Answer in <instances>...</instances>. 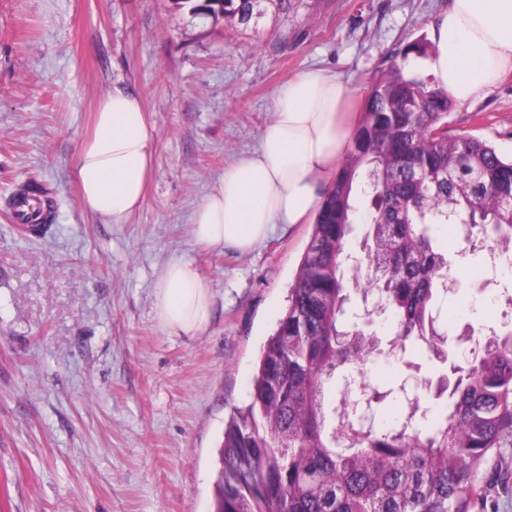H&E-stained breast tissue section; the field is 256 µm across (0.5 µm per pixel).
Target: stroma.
<instances>
[{"label":"stroma","mask_w":512,"mask_h":512,"mask_svg":"<svg viewBox=\"0 0 512 512\" xmlns=\"http://www.w3.org/2000/svg\"><path fill=\"white\" fill-rule=\"evenodd\" d=\"M448 0H323L255 29L192 16L178 0H0V512H212L218 447L256 358L288 306L312 231L277 226L251 250L212 248L190 215L225 166L253 149L273 99L320 68L357 95ZM122 81L156 130L154 173L128 224H100L72 167L100 96ZM450 135L512 156V73L452 104ZM52 199L45 234H21L9 200ZM211 284L214 316L194 339L164 333L153 288L169 261ZM486 289L445 296L449 334L496 326L512 262Z\"/></svg>","instance_id":"1"}]
</instances>
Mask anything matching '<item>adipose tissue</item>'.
<instances>
[{
    "instance_id": "adipose-tissue-1",
    "label": "adipose tissue",
    "mask_w": 512,
    "mask_h": 512,
    "mask_svg": "<svg viewBox=\"0 0 512 512\" xmlns=\"http://www.w3.org/2000/svg\"><path fill=\"white\" fill-rule=\"evenodd\" d=\"M426 67L455 102L491 91L512 72V0H449L431 25ZM359 124L358 98L338 76L303 71L273 100L258 146L226 167L196 205L191 225L205 245L246 251L278 224L316 218ZM157 144L139 95L116 84L98 101L94 129L74 161L82 209L105 224H127L141 209ZM154 311L163 331L193 338L213 316L212 288L192 263L160 271Z\"/></svg>"
}]
</instances>
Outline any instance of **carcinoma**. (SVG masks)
<instances>
[{"instance_id":"carcinoma-1","label":"carcinoma","mask_w":512,"mask_h":512,"mask_svg":"<svg viewBox=\"0 0 512 512\" xmlns=\"http://www.w3.org/2000/svg\"><path fill=\"white\" fill-rule=\"evenodd\" d=\"M182 3L194 16L256 28L269 14L292 22L319 0ZM427 52L423 37L407 43L367 90L288 308L260 352L248 401L225 425L213 512H492L485 466L512 447V315L451 380L383 391L365 374L369 361L389 364L409 348L445 360L455 347L436 301L458 278L434 226L462 225L463 254L512 251V158L478 137L448 135V92L413 65ZM361 213L365 255L351 264L348 236ZM353 294L384 305L389 349L345 321ZM359 384L372 408L389 396L406 402L394 426L358 420ZM432 389L448 394L447 406H421Z\"/></svg>"}]
</instances>
